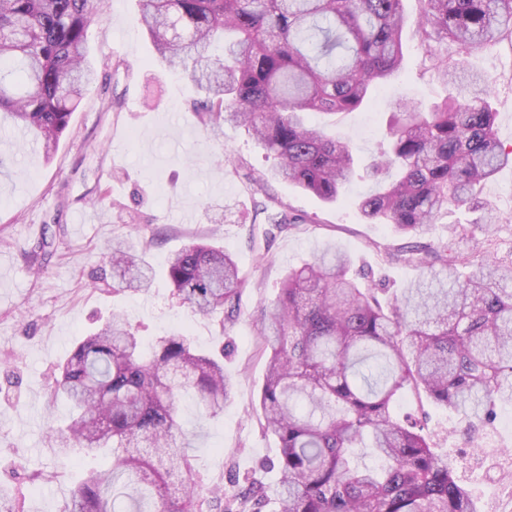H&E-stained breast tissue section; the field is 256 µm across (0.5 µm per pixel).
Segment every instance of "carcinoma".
<instances>
[{"instance_id":"1","label":"carcinoma","mask_w":512,"mask_h":512,"mask_svg":"<svg viewBox=\"0 0 512 512\" xmlns=\"http://www.w3.org/2000/svg\"><path fill=\"white\" fill-rule=\"evenodd\" d=\"M419 42L433 56L442 36L457 58L439 69L445 98L395 103L388 150L373 165L379 189L358 200L362 216L401 237H421L461 207L492 227L484 187L512 148L500 141L488 76L468 56L512 35V0H422ZM97 0H0V112L24 127L52 159L95 79L88 60ZM139 22L170 70L206 94L193 104L209 129L243 125L272 156L273 174L323 202L341 198L356 171L348 141L308 122L354 111L401 69L403 0H141ZM281 232L301 230L283 211ZM389 264L418 271L383 301L328 248L288 269L259 330L267 357L259 412L279 448V479L204 497L193 482L177 398L191 394L211 417L233 385L224 362L186 333L157 336L145 351L128 319L114 314L59 365L49 396L68 424L49 432L61 456L107 450L112 468L92 471L67 512H486L438 448L424 404L493 426L512 406V261L448 256L446 245L384 251ZM112 290L141 294L155 272L145 253L117 244L108 254ZM165 278L195 313L233 324L248 278L224 248L193 241L168 259ZM408 394L419 409L402 413ZM378 460L359 467L355 449Z\"/></svg>"}]
</instances>
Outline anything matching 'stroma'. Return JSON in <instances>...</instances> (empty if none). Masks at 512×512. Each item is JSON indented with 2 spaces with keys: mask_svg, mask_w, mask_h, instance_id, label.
Returning <instances> with one entry per match:
<instances>
[{
  "mask_svg": "<svg viewBox=\"0 0 512 512\" xmlns=\"http://www.w3.org/2000/svg\"><path fill=\"white\" fill-rule=\"evenodd\" d=\"M403 6L401 72L364 108L336 117L357 175L347 196L333 203L274 178L271 159L244 128L228 124L215 135L200 125L189 79L154 59L138 23L140 0H110L101 10L89 38L98 80L49 164L39 163L16 129L0 128V487L18 496L23 512H64L84 473L109 464L79 448L61 456L49 447L50 427L62 425L68 411L64 402L51 401L48 380L79 339L115 310L142 336L182 329L200 347L224 350L233 393L223 418L210 419L190 396L177 404L200 493L216 483L241 491L240 482L229 479L233 473L275 484L277 471L265 465L276 456L275 444L255 411L265 369L256 319L275 299L288 267L333 245L363 266L376 287L398 289L415 277L411 268L385 264L384 248L402 240L386 225L367 223L356 206L375 188L367 167L386 143L394 102L406 96L428 105L448 93L437 61L454 59L455 45L436 42L434 58H425L416 37L422 4L403 0ZM469 61L473 70L491 75L498 136L511 144L512 37L475 51ZM256 179L303 219L302 231H270L251 190ZM483 195L500 217L495 234L477 229L452 239L439 221L424 242L447 244L454 254L489 252L511 260L512 166ZM212 233L250 280L236 323L223 333L214 320L182 305L162 275L173 251ZM44 238L52 242V256L40 267L33 252ZM122 240L150 245L147 258L158 276L148 293L112 290L107 255ZM427 411L440 447L468 448L464 422L432 405ZM482 474V468L459 465L475 496L497 512H512V489L490 485Z\"/></svg>",
  "mask_w": 512,
  "mask_h": 512,
  "instance_id": "35a3bbf8",
  "label": "stroma"
}]
</instances>
